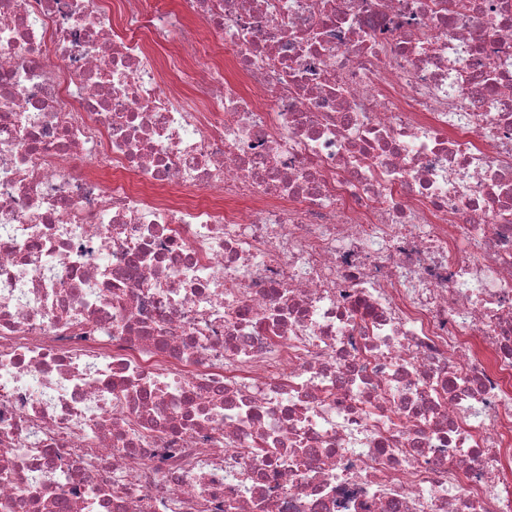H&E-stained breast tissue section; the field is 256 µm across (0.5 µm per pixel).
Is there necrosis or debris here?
Here are the masks:
<instances>
[{
  "label": "necrosis or debris",
  "mask_w": 512,
  "mask_h": 512,
  "mask_svg": "<svg viewBox=\"0 0 512 512\" xmlns=\"http://www.w3.org/2000/svg\"><path fill=\"white\" fill-rule=\"evenodd\" d=\"M0 512H512V0H0Z\"/></svg>",
  "instance_id": "obj_1"
}]
</instances>
